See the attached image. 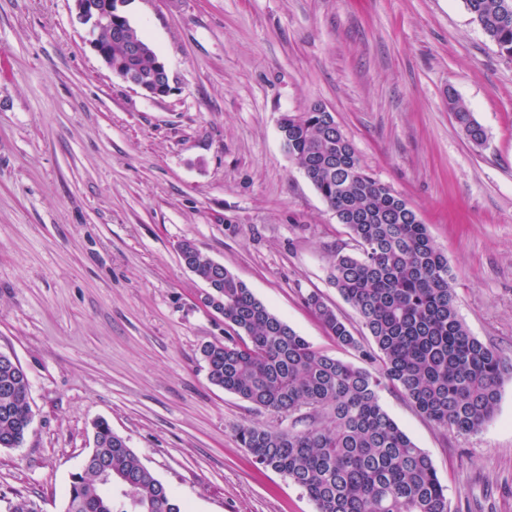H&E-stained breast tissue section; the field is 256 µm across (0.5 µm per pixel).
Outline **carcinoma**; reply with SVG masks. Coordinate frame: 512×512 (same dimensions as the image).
Here are the masks:
<instances>
[{
  "label": "carcinoma",
  "instance_id": "obj_1",
  "mask_svg": "<svg viewBox=\"0 0 512 512\" xmlns=\"http://www.w3.org/2000/svg\"><path fill=\"white\" fill-rule=\"evenodd\" d=\"M501 56L512 60V0H464ZM133 54L103 30L112 72L151 85L167 78L158 56L127 19ZM448 111L472 144L487 141L482 124L455 95ZM279 129L290 158L349 232L355 247L336 248L330 279L359 314L372 343L311 292L314 310L336 346L355 364L319 352L193 241H181V260L224 308V340L201 356L211 384L288 421L282 427L240 425L236 438L254 462L300 488L316 512H448V492L430 456L383 407L390 386L440 430L475 433L494 416L512 360L473 336L459 316L448 257L427 226L390 186L363 168L358 153L329 112L313 106L287 112ZM30 383L0 352V449L20 447L33 417ZM91 464L71 477L64 512H185L105 420L94 424ZM6 512H41L19 496Z\"/></svg>",
  "mask_w": 512,
  "mask_h": 512
}]
</instances>
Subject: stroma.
<instances>
[{
  "label": "stroma",
  "mask_w": 512,
  "mask_h": 512,
  "mask_svg": "<svg viewBox=\"0 0 512 512\" xmlns=\"http://www.w3.org/2000/svg\"><path fill=\"white\" fill-rule=\"evenodd\" d=\"M168 69L149 98L92 49L73 0H0V352L30 381L31 429L0 450V512H62L108 421L189 512H315L255 466L239 425L276 415L211 385L224 319L181 240L244 281L319 351L350 361L304 298L365 330L329 281L350 245L283 147L319 102L368 173L448 257L470 332L512 357V61L463 0H127ZM465 101L487 133L468 142ZM390 416L432 459L449 512H512V379L478 433L442 431L395 391ZM448 110L460 131L475 146H484L487 134L482 124L476 119L468 106L455 95L448 97Z\"/></svg>",
  "instance_id": "obj_1"
}]
</instances>
